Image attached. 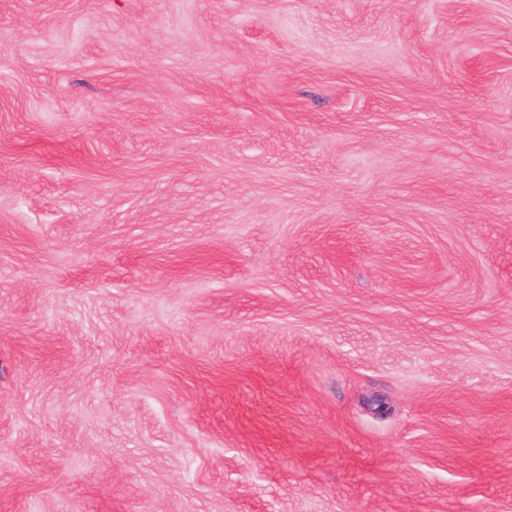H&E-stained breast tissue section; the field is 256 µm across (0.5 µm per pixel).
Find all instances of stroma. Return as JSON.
Listing matches in <instances>:
<instances>
[{"instance_id": "35a3bbf8", "label": "stroma", "mask_w": 512, "mask_h": 512, "mask_svg": "<svg viewBox=\"0 0 512 512\" xmlns=\"http://www.w3.org/2000/svg\"><path fill=\"white\" fill-rule=\"evenodd\" d=\"M0 512H512V0H0Z\"/></svg>"}]
</instances>
